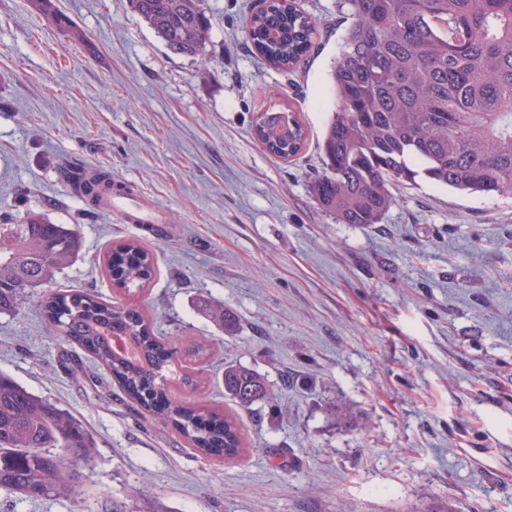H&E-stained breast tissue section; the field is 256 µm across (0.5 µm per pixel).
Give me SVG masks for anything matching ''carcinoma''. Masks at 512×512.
<instances>
[{"label": "carcinoma", "instance_id": "1", "mask_svg": "<svg viewBox=\"0 0 512 512\" xmlns=\"http://www.w3.org/2000/svg\"><path fill=\"white\" fill-rule=\"evenodd\" d=\"M204 0H129L138 15L178 56L204 55L211 22ZM55 27L81 32L53 0H30ZM346 19L331 70L336 109L320 151L324 168L309 192L340 224H378L393 204L392 187L427 178L452 189L512 195V0H337ZM255 55L278 67L301 64L317 32L305 11L279 0L246 24ZM270 154L293 158L306 140L297 113L267 110L253 122ZM97 208L110 175L88 181L68 173ZM70 224L30 213L20 224L0 222V314H17L30 293L79 253ZM115 286L141 289L151 278L147 253L135 240L106 257ZM41 315L54 336L78 345L107 369L126 395L172 426L197 451L233 460L244 451L235 417L184 404L170 394L179 352L201 354L191 336L167 345L143 313L70 290L47 293ZM224 392L243 408L268 398L255 371L224 368ZM95 443L66 410L0 373V493L36 500L70 496L81 482L77 460Z\"/></svg>", "mask_w": 512, "mask_h": 512}]
</instances>
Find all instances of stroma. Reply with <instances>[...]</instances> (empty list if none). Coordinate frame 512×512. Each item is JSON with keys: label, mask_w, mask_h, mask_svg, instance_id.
Here are the masks:
<instances>
[{"label": "stroma", "mask_w": 512, "mask_h": 512, "mask_svg": "<svg viewBox=\"0 0 512 512\" xmlns=\"http://www.w3.org/2000/svg\"><path fill=\"white\" fill-rule=\"evenodd\" d=\"M84 41L29 0H0V218L75 225L52 290L139 306L158 332L208 345L179 358L183 402L233 413L246 451L206 458L153 419L77 346L51 336L37 300L0 315V372L68 410L96 442L74 496L0 497V512H512V196L429 180L393 189L380 223H337L311 197L336 106L344 35L336 0H294L317 21L304 65L262 64L245 21L261 0H205L201 57L171 54L128 0H55ZM293 111L302 152L271 155L252 124ZM107 171L167 222L83 212L64 173ZM127 238L153 262L143 290L112 286L105 258ZM223 304L225 335L197 308ZM267 378L253 409L224 394V368ZM86 372L72 380L71 369ZM153 487L141 498L143 484Z\"/></svg>", "instance_id": "obj_1"}]
</instances>
